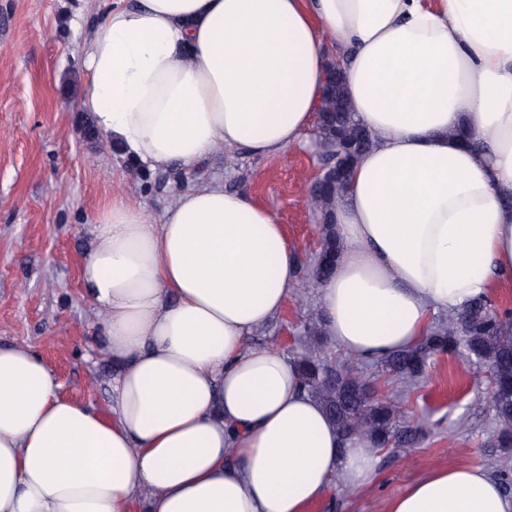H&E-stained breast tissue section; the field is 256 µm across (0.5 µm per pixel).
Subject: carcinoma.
I'll list each match as a JSON object with an SVG mask.
<instances>
[{
    "label": "carcinoma",
    "mask_w": 512,
    "mask_h": 512,
    "mask_svg": "<svg viewBox=\"0 0 512 512\" xmlns=\"http://www.w3.org/2000/svg\"><path fill=\"white\" fill-rule=\"evenodd\" d=\"M343 111H336V98L323 101L328 111V125L322 128L320 141L330 147L342 139L357 141L351 160L368 149L371 133L355 118L352 103L339 88ZM341 191L333 189L308 196V206L324 218L320 232L321 249L315 277L330 273L341 249L336 237L333 202ZM503 316L486 295L472 298L462 309L448 312V320L431 328L415 347L394 352L381 359L386 373L412 385L428 371L438 354L462 353L467 359L488 369L490 401L497 421L494 443L498 448H512V340L501 336ZM306 332L321 343L325 337L323 321L315 314L308 318ZM305 391L324 409L336 426L343 445L362 437L376 448L412 446L424 432L416 423L399 421L398 406L389 398H371L368 383L355 361L334 362L310 351L296 358Z\"/></svg>",
    "instance_id": "cac0c4a2"
}]
</instances>
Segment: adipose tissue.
I'll list each match as a JSON object with an SVG mask.
<instances>
[{
    "instance_id": "obj_1",
    "label": "adipose tissue",
    "mask_w": 512,
    "mask_h": 512,
    "mask_svg": "<svg viewBox=\"0 0 512 512\" xmlns=\"http://www.w3.org/2000/svg\"><path fill=\"white\" fill-rule=\"evenodd\" d=\"M376 142L335 208L318 281L329 340L361 359L512 282V0H112L79 54L81 107L134 163L196 169L299 145L334 48ZM83 296L116 366L106 408L0 346V512H308L366 483L295 362L248 338L298 284L278 214L205 179L160 214L95 216ZM383 512H512L486 471L438 466Z\"/></svg>"
}]
</instances>
